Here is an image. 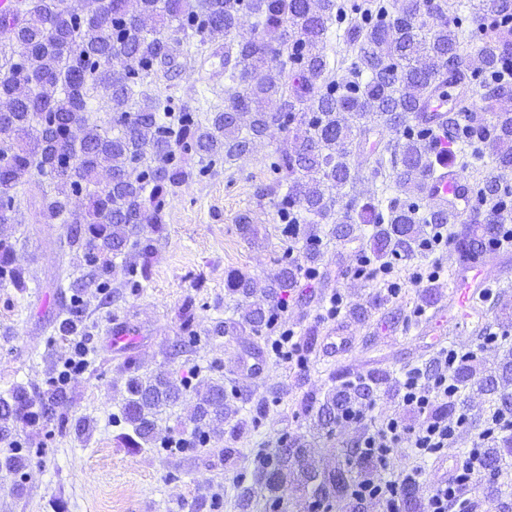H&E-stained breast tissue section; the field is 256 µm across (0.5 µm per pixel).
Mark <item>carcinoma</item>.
Returning a JSON list of instances; mask_svg holds the SVG:
<instances>
[{
    "label": "carcinoma",
    "instance_id": "carcinoma-1",
    "mask_svg": "<svg viewBox=\"0 0 512 512\" xmlns=\"http://www.w3.org/2000/svg\"><path fill=\"white\" fill-rule=\"evenodd\" d=\"M16 2L0 15V283L21 294L28 284L14 264L15 224L24 203L19 189L33 175L46 186L39 209L67 225L69 245L90 267L88 284L103 288L100 279L120 272L136 288L134 276L147 273L178 188L255 151L273 126L290 137L267 164L275 187L285 188L275 204L281 234L303 243L312 267L323 256L313 225L342 199L336 239H347L355 224L371 225L369 248L381 264L411 258L422 226L448 223L425 198L408 194L441 159L438 139L452 121L459 124L448 139L452 163L472 173L468 200L496 202L484 214L469 204L462 229L449 240L460 261L492 253L475 245L472 227L497 236L501 216L512 214L508 0H459L451 21L437 0H142L137 13L128 0H85L83 9L95 16L89 22L71 14L70 0ZM246 18L255 19L253 37L237 44L235 62L224 59L228 105L203 115L173 94L152 91L153 78L175 77ZM271 38L288 43L277 63ZM462 39L481 43L480 52L462 54ZM85 49L122 57L125 67L112 73L96 59L75 56ZM344 67L353 79H336ZM445 86L446 109L430 111ZM363 119L392 134L368 161L379 188L364 200L350 165ZM484 141L488 153L477 147ZM105 177L112 186H101ZM80 195L88 208L76 214L71 198ZM297 272L288 261L265 281L228 272V294L267 301L248 306L236 326L258 335L268 328V310L281 303ZM83 321L84 309L74 305L60 331L80 330ZM186 389L167 371L131 373L122 408L133 430L126 442L157 440L154 414ZM197 396L190 420L199 426L218 428L235 414L219 382ZM64 402L59 386L37 399L13 386L0 394V439L56 417ZM29 464L30 455L9 449L0 458V479Z\"/></svg>",
    "mask_w": 512,
    "mask_h": 512
}]
</instances>
